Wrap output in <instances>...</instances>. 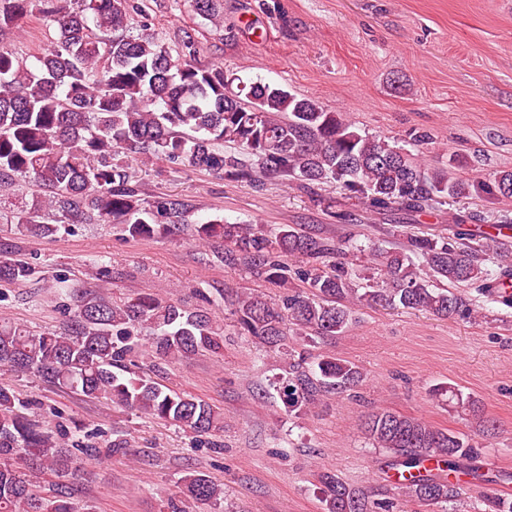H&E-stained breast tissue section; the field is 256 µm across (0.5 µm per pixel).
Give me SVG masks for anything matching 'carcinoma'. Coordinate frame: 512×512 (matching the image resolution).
<instances>
[{
  "label": "carcinoma",
  "mask_w": 512,
  "mask_h": 512,
  "mask_svg": "<svg viewBox=\"0 0 512 512\" xmlns=\"http://www.w3.org/2000/svg\"><path fill=\"white\" fill-rule=\"evenodd\" d=\"M216 0H194L196 13L218 26ZM130 0H0V33L37 14L47 44L32 60L0 47V190L21 180L34 187L17 222L39 237L57 232L48 211L74 223L121 224L128 236L150 238L167 230L162 220L185 221L176 199L142 198L125 158L131 153L206 170L225 179L281 178L304 187L334 182L377 211L414 212L437 198L472 192L512 197V171L466 181L452 168H429L418 155L385 137L355 127L320 101L261 81L245 82L222 67L197 62L196 44L185 33L181 51L154 32L132 31ZM232 143L256 158L257 167L217 149ZM456 222L448 236H412L408 248L367 246L381 282L368 288L346 267V245H330L299 228L228 224L216 215L196 223L200 241L222 238L224 262L241 265L269 282L288 281L287 257L319 264L301 273L308 288L276 302L241 294L231 301L241 335L271 351L285 336H337L353 323V307H393L436 316H469L471 299L453 288L489 284L512 266V256L493 245L484 228ZM30 274L22 263H1L0 281ZM154 331V354L179 359L200 350L218 352L219 329L210 317L150 294L123 304L103 296L80 300L66 333L32 334L0 324V368L34 374L87 397L101 395L196 434L221 425L208 403L165 390L131 369L138 329ZM292 372L275 385L290 408H306L321 392L338 394L364 375L354 364L324 355L299 356ZM436 395L474 412L477 400L450 386ZM365 434L389 450V467L403 475L401 490L421 506L460 497L464 486L423 471L429 458L452 471L472 466L478 445L462 433L435 428L388 410L373 412ZM66 435L56 441L32 422L14 393L0 385V512H74L68 486L42 490L36 475L64 478L91 451ZM25 462L24 473L19 462ZM328 512H373L359 491L336 475L322 479ZM183 494L217 503L224 491L207 477L188 474ZM488 512H512V500L492 491Z\"/></svg>",
  "instance_id": "carcinoma-1"
}]
</instances>
